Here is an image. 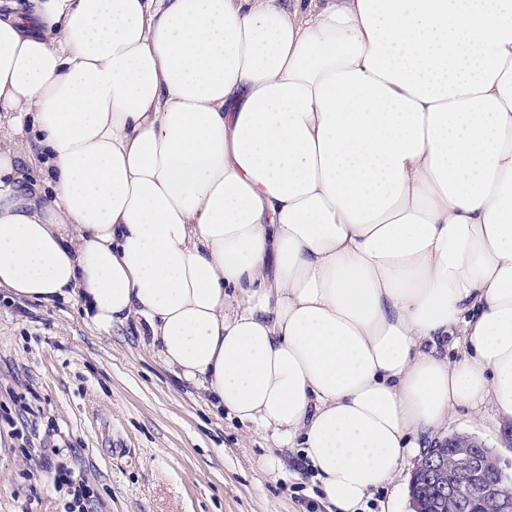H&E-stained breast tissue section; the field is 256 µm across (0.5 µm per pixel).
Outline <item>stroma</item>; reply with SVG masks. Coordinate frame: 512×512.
<instances>
[{
	"instance_id": "35a3bbf8",
	"label": "stroma",
	"mask_w": 512,
	"mask_h": 512,
	"mask_svg": "<svg viewBox=\"0 0 512 512\" xmlns=\"http://www.w3.org/2000/svg\"><path fill=\"white\" fill-rule=\"evenodd\" d=\"M512 475V423L459 411ZM42 449L89 481L102 512H325L312 477L267 460L293 456L178 380L134 322L107 332L80 301L47 306L0 289V512H64Z\"/></svg>"
}]
</instances>
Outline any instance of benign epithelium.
I'll return each mask as SVG.
<instances>
[{"label": "benign epithelium", "instance_id": "obj_1", "mask_svg": "<svg viewBox=\"0 0 512 512\" xmlns=\"http://www.w3.org/2000/svg\"><path fill=\"white\" fill-rule=\"evenodd\" d=\"M448 447L456 455L457 478L450 480L446 477L445 469L436 456L417 464V468L425 471L441 496L448 498V509L463 512L465 502L478 496L488 502V512H512V496H501L484 481V473L491 467L492 461L478 451V442L471 438L461 441L452 438Z\"/></svg>", "mask_w": 512, "mask_h": 512}]
</instances>
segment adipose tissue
Wrapping results in <instances>:
<instances>
[{"instance_id": "adipose-tissue-1", "label": "adipose tissue", "mask_w": 512, "mask_h": 512, "mask_svg": "<svg viewBox=\"0 0 512 512\" xmlns=\"http://www.w3.org/2000/svg\"><path fill=\"white\" fill-rule=\"evenodd\" d=\"M0 125V288L135 321L335 512L512 422V0H38ZM469 434L481 440L496 456L506 473L512 476V423L500 424L489 405L482 416L460 410L448 426V435Z\"/></svg>"}]
</instances>
